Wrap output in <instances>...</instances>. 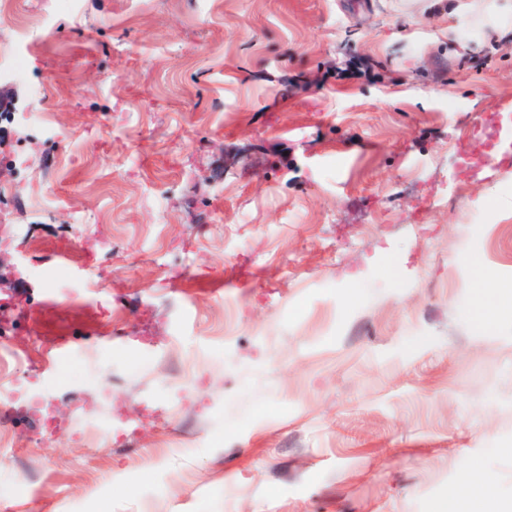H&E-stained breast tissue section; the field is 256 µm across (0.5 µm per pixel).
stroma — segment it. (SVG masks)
Listing matches in <instances>:
<instances>
[{
	"label": "stroma",
	"instance_id": "35a3bbf8",
	"mask_svg": "<svg viewBox=\"0 0 512 512\" xmlns=\"http://www.w3.org/2000/svg\"><path fill=\"white\" fill-rule=\"evenodd\" d=\"M8 2L0 512H512V0ZM478 484L470 476L464 477L448 492L447 508L467 505L477 494Z\"/></svg>",
	"mask_w": 512,
	"mask_h": 512
}]
</instances>
